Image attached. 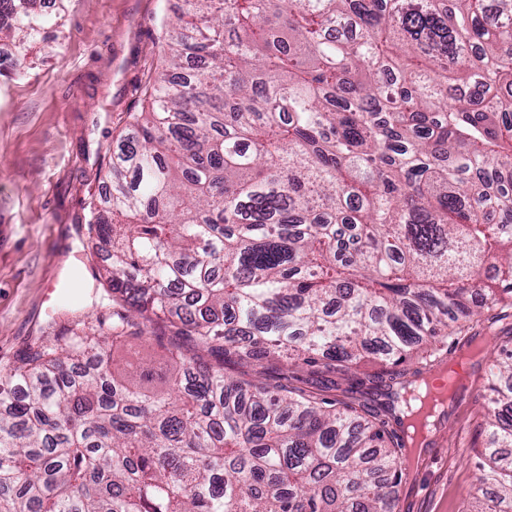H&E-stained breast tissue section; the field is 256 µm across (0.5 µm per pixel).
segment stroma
<instances>
[{"instance_id": "stroma-1", "label": "stroma", "mask_w": 512, "mask_h": 512, "mask_svg": "<svg viewBox=\"0 0 512 512\" xmlns=\"http://www.w3.org/2000/svg\"><path fill=\"white\" fill-rule=\"evenodd\" d=\"M181 0H54L57 22L20 70L0 76V367L29 344L62 345L72 320L107 312L89 267L88 226L112 142L141 111L163 65L159 19ZM83 269L79 299L51 290ZM468 388L411 465L399 512H468L486 446L481 405L488 363L466 364Z\"/></svg>"}]
</instances>
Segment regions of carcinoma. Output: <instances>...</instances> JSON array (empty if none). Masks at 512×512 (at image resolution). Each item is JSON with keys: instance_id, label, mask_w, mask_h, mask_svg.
<instances>
[{"instance_id": "carcinoma-1", "label": "carcinoma", "mask_w": 512, "mask_h": 512, "mask_svg": "<svg viewBox=\"0 0 512 512\" xmlns=\"http://www.w3.org/2000/svg\"><path fill=\"white\" fill-rule=\"evenodd\" d=\"M2 14L17 54L53 26ZM160 28L91 225L112 311L0 375V512H396L448 322L512 298V0H183ZM146 334L193 353L115 359ZM480 352L471 512H512V350Z\"/></svg>"}]
</instances>
